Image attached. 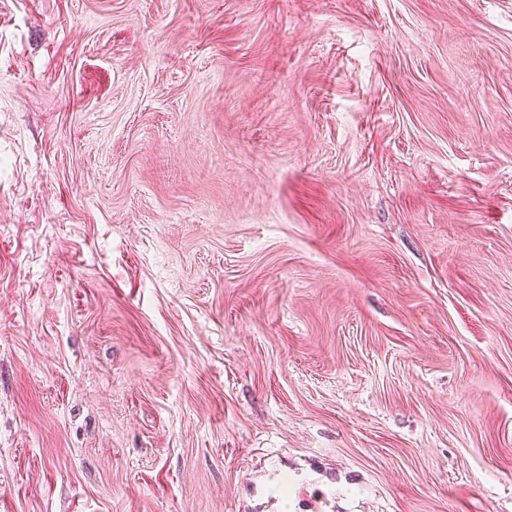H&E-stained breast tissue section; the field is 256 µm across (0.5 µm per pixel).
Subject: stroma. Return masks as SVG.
<instances>
[{
    "label": "stroma",
    "mask_w": 512,
    "mask_h": 512,
    "mask_svg": "<svg viewBox=\"0 0 512 512\" xmlns=\"http://www.w3.org/2000/svg\"><path fill=\"white\" fill-rule=\"evenodd\" d=\"M0 512H512V0H0Z\"/></svg>",
    "instance_id": "1"
}]
</instances>
